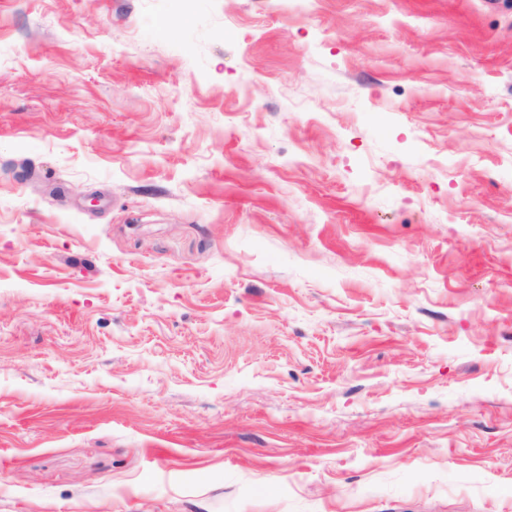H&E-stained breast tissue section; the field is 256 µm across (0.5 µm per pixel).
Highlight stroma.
Returning a JSON list of instances; mask_svg holds the SVG:
<instances>
[{
	"instance_id": "stroma-1",
	"label": "stroma",
	"mask_w": 512,
	"mask_h": 512,
	"mask_svg": "<svg viewBox=\"0 0 512 512\" xmlns=\"http://www.w3.org/2000/svg\"><path fill=\"white\" fill-rule=\"evenodd\" d=\"M0 512H512V0H0Z\"/></svg>"
}]
</instances>
